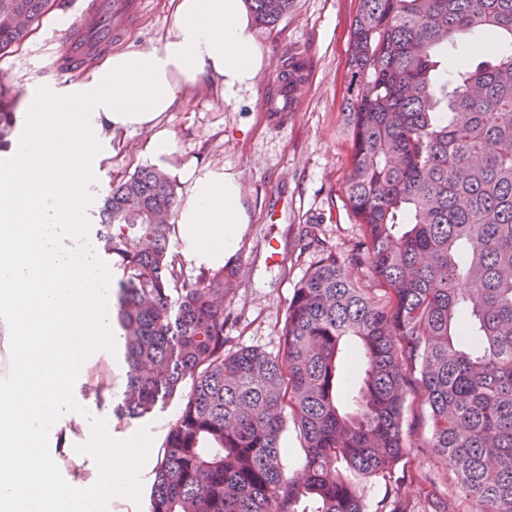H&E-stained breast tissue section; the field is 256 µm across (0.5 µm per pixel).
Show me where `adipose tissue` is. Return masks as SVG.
Wrapping results in <instances>:
<instances>
[{
	"instance_id": "obj_1",
	"label": "adipose tissue",
	"mask_w": 512,
	"mask_h": 512,
	"mask_svg": "<svg viewBox=\"0 0 512 512\" xmlns=\"http://www.w3.org/2000/svg\"><path fill=\"white\" fill-rule=\"evenodd\" d=\"M173 2L174 24L161 46L112 51L65 85H28L18 133L0 157V320L14 352L0 384V512H74L77 491L59 472L88 456L97 458L110 495L134 488L129 453L145 447L139 435L114 443L99 434L84 448L67 440L59 458L43 446L45 419L70 406L75 368L109 332L111 304L104 269L90 267L83 253L59 260L44 245L45 227L84 223L118 136L152 130L150 163L187 184L175 224L190 263L223 265L249 222L239 174L172 169L176 145L161 121L202 80L227 99L253 88L266 65L253 17L245 0Z\"/></svg>"
}]
</instances>
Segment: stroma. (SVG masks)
<instances>
[{
    "mask_svg": "<svg viewBox=\"0 0 512 512\" xmlns=\"http://www.w3.org/2000/svg\"><path fill=\"white\" fill-rule=\"evenodd\" d=\"M138 19L129 22L112 48L127 44L160 45L174 23L172 0H140ZM89 0H52V6L34 23L26 39L0 53V81L14 106H21L30 83L63 84L82 76V69L57 66L60 36L85 13ZM357 0H296L295 7L275 28L256 27L255 36L267 64L252 89L225 101L212 82L187 87L176 107L164 116L174 135V167L192 162L197 168L223 166L242 176L244 203L250 222L234 260L239 267L233 296L225 298L230 319L226 332L234 348L257 347L277 353L288 301L297 283L314 264L316 252H301L299 236L307 225L347 254L359 238L358 224L344 205L343 182L348 174L351 144L341 121L350 24ZM302 52L307 78L295 94L291 111L266 110L275 99L277 76L283 57ZM151 136L142 129L128 133L117 154L103 164L101 182H112L148 166L144 148ZM107 363L111 388L104 401H96L88 383H81L70 406V419L89 430L100 429L102 419L124 390L126 366L116 336H106L93 353L91 365ZM182 401L171 399L152 414L127 422H113L112 437L131 432L153 436L151 448L139 456V475L131 496H104L97 512H148L157 448L180 415ZM430 475L433 491L447 498L450 507L460 501L448 484V467L428 449H407L393 478L403 498L415 512H427L418 478Z\"/></svg>",
    "mask_w": 512,
    "mask_h": 512,
    "instance_id": "obj_1",
    "label": "stroma"
}]
</instances>
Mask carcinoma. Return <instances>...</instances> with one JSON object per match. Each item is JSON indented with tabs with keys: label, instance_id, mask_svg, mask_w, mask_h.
<instances>
[{
	"label": "carcinoma",
	"instance_id": "cac0c4a2",
	"mask_svg": "<svg viewBox=\"0 0 512 512\" xmlns=\"http://www.w3.org/2000/svg\"><path fill=\"white\" fill-rule=\"evenodd\" d=\"M295 0H247L273 28ZM46 0H0V51L20 43ZM461 32L482 57L435 83ZM512 0H358L341 107L351 142L344 199L361 225L346 256L315 231L320 259L293 290L276 354L232 337L224 298L237 265L184 275L171 247L177 183L144 167L112 185L97 237L121 273L115 320L126 383L113 408L143 418L176 395L181 413L158 451L149 512H366L364 483L408 448L450 462L448 483L475 512H512ZM302 54L281 64L293 103ZM0 99V148L15 123ZM366 264L363 288L348 268ZM359 387L340 391L345 338ZM426 413L415 436L409 415ZM293 424L305 478L286 473ZM377 512H408L389 489Z\"/></svg>",
	"mask_w": 512,
	"mask_h": 512
}]
</instances>
